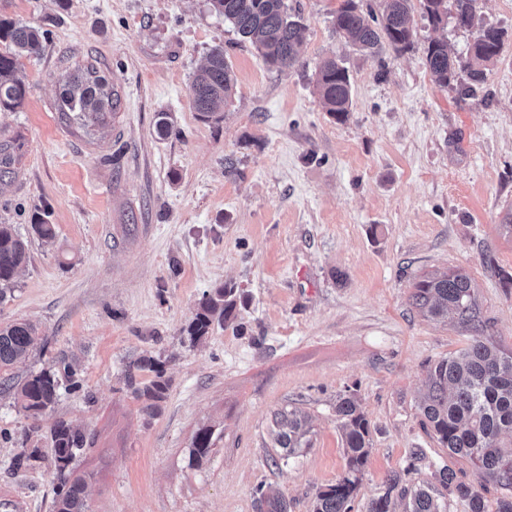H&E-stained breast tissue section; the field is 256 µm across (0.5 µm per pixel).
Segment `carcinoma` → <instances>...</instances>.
<instances>
[{"mask_svg":"<svg viewBox=\"0 0 512 512\" xmlns=\"http://www.w3.org/2000/svg\"><path fill=\"white\" fill-rule=\"evenodd\" d=\"M412 0H384L381 17L362 11L355 0H344L336 10L334 30L345 43L369 54L390 47L399 52L411 47L414 31ZM429 22L435 26L454 19L456 27L476 30L466 58L448 53L445 40H432L425 49L426 66L433 82L446 87L467 77L462 87L473 96L484 84L487 71L499 55L506 32L483 23L477 15V0H420ZM211 9L229 22L240 37L253 45L264 62L278 69L298 61L304 25L288 14L284 0H209ZM44 32L0 18V112H16L26 99L25 84L17 76L18 61L42 50ZM315 90L326 111L341 120L350 112L352 86L348 70L339 61H324L315 74ZM236 80L224 57V47L216 46L190 85L196 111L206 120H218L235 91ZM119 106V95L112 81L89 63L68 74L60 87L57 110L68 127L93 135L111 126ZM21 145L0 137V187L18 174ZM28 243L12 224H0V301L14 290L15 277L27 263ZM411 305L438 322L466 328L470 337L464 347L434 361L426 373V393L420 404L422 423L448 455L469 458L479 478H490L510 491L489 500L474 484L465 482L448 466L438 470L439 486L423 484L409 491L401 486L398 473L389 475L386 492L372 499L366 512H393L392 494L406 500L405 512H512V352H505L481 337L479 307L470 275L453 269L440 276H424L410 295ZM247 307L243 292L233 285L213 289L202 299L187 334L196 342L207 336L215 323L224 326L241 318ZM38 327L27 321L0 324V374L8 373L35 346ZM141 368L155 373L149 383L135 389L155 408L163 399L167 382L163 371L151 358ZM14 402L22 411L39 415L51 408L57 398L59 381L50 370L10 385ZM341 440L346 456V472L336 482L316 489L309 512H352V501L367 464L371 443L370 426L360 400L343 394L336 403ZM272 430L275 447L287 459L312 444L308 415L296 404L278 411ZM54 455L60 474H65L76 452L84 448L83 433L65 422L52 432ZM212 448V431L196 433L192 455L198 462ZM284 494L270 488L259 489L257 512H290ZM53 512H87L85 483L63 479V488L53 502Z\"/></svg>","mask_w":512,"mask_h":512,"instance_id":"obj_1","label":"carcinoma"}]
</instances>
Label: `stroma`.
Returning <instances> with one entry per match:
<instances>
[{"instance_id":"obj_1","label":"stroma","mask_w":512,"mask_h":512,"mask_svg":"<svg viewBox=\"0 0 512 512\" xmlns=\"http://www.w3.org/2000/svg\"><path fill=\"white\" fill-rule=\"evenodd\" d=\"M285 2L305 26L289 69L267 66L207 0H0L1 16L45 33L41 53L20 60L23 107L0 112V135L23 142L0 223L29 247L0 323L39 327L15 381L75 370L36 417L0 388V512H52L60 422L89 440L70 466L88 512H256L262 485L308 512L316 488L346 468L345 393L360 399L372 443L354 512L395 472L431 484L448 465L476 481L419 412L429 364L466 333L409 297L423 276L466 270L486 341L512 351V0L477 2L507 36L473 97L436 86L425 49L442 37L465 56L474 31L433 27L420 0L412 46L376 55L336 36L342 0ZM216 46L236 92L207 121L190 84ZM332 57L353 87L342 121L314 88ZM91 61L120 96L102 138L66 128L56 109L63 73ZM161 112L167 136L156 131ZM39 219L55 226L53 244L34 234ZM225 284L249 299L243 333L217 327L192 343L186 328L204 294ZM149 357L168 384L151 412L126 381L153 380L139 368ZM289 403L309 414L312 445L275 465L269 426ZM203 427L213 446L198 462ZM23 452L31 458L15 468Z\"/></svg>"}]
</instances>
